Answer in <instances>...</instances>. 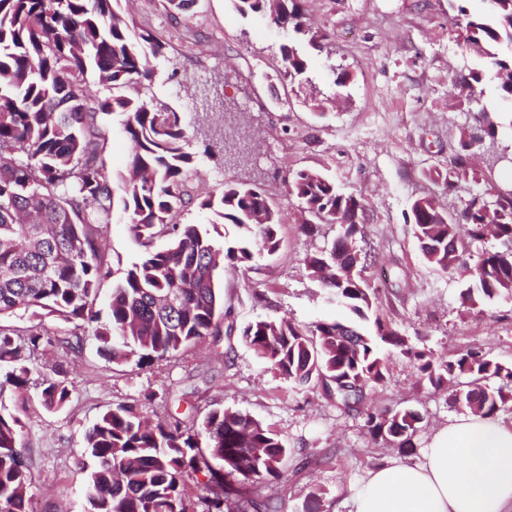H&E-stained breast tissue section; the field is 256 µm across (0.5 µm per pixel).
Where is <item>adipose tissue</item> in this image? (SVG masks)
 I'll return each mask as SVG.
<instances>
[{
    "label": "adipose tissue",
    "instance_id": "adipose-tissue-1",
    "mask_svg": "<svg viewBox=\"0 0 512 512\" xmlns=\"http://www.w3.org/2000/svg\"><path fill=\"white\" fill-rule=\"evenodd\" d=\"M354 512H512V422L464 413L431 437L421 460L371 469Z\"/></svg>",
    "mask_w": 512,
    "mask_h": 512
}]
</instances>
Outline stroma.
<instances>
[{
	"label": "stroma",
	"instance_id": "1",
	"mask_svg": "<svg viewBox=\"0 0 512 512\" xmlns=\"http://www.w3.org/2000/svg\"><path fill=\"white\" fill-rule=\"evenodd\" d=\"M309 22L330 36L328 52L300 44L308 59L307 83L292 85L278 73L287 30L257 14H240L232 0H122L121 11L169 44L155 59L147 90L181 112L196 152L188 182L193 205L176 214L181 224H206L212 215L198 200L224 186L259 182L279 210L282 224L276 254L256 255L250 269L228 268L222 281L232 335L206 336L176 355L137 365L114 364L95 340L74 352L57 344L31 352L32 383L51 366L63 365L74 391L67 408L46 411L34 392L8 388L0 411L19 415L25 428L24 456L33 476L34 512H88L90 469L81 457L83 434L109 407L127 404L155 420L176 416L203 419L216 408L247 414L283 438L290 452L280 479L253 488L257 499L273 500L278 512H302L309 494H318V512H350L349 499L369 470L389 459L417 462L432 434L461 413L450 390L434 389L415 362L390 354L385 384L370 392L365 409L413 408L423 417L414 450L373 442L364 411L349 410L316 387H297L271 372L240 334L248 322L284 317L304 329L338 310L321 282L307 271L305 257L336 234L302 235L303 215L288 190L290 173L317 168L342 190L361 197L367 275L386 291L381 317L417 346L447 356L471 346L512 364V300L481 309L463 307L461 284L433 270L422 257L408 221L418 196L435 191L437 172L448 169L461 149V133L473 125L478 106L498 116L493 148L472 147L471 169L486 181L468 182L443 197L461 208L474 193L512 187V101L501 98L487 60L469 56L464 32L451 19L448 0H303ZM479 71L469 100L456 77ZM347 75L335 83V72ZM224 87V105L237 112L242 134L254 152L247 165L206 157L200 89ZM102 157L112 174L125 170L129 144L118 114L102 116ZM129 218L115 210L104 230L102 260L109 277L99 286L96 307L106 310L113 287L145 253L128 229Z\"/></svg>",
	"mask_w": 512,
	"mask_h": 512
}]
</instances>
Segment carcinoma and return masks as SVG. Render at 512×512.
Listing matches in <instances>:
<instances>
[{"label":"carcinoma","instance_id":"carcinoma-1","mask_svg":"<svg viewBox=\"0 0 512 512\" xmlns=\"http://www.w3.org/2000/svg\"><path fill=\"white\" fill-rule=\"evenodd\" d=\"M120 0H0V317L18 313L53 317L64 328L18 333L0 325V390L27 387L31 368L25 350L62 343L74 350L93 338L115 364H141L178 352L214 333L215 316L230 315L219 293L227 267L241 268L255 255L274 254L281 219L264 190L227 185L198 202L216 219L211 227L178 224L174 216L193 203L186 192L196 156L182 113L142 96L152 82L149 57L164 58L167 43L153 31L135 28L117 7ZM242 14L260 13L321 52L327 34L306 22L301 0H233ZM451 20L463 26L468 51L490 59L502 97L512 100V0H486L489 15L472 13L468 0H450ZM280 67L290 81L302 79L308 62L294 46L281 48ZM117 93L94 108L85 103L88 72ZM125 116L133 144L120 188L101 158L95 133L99 114ZM493 113L480 109L467 148L497 134ZM469 176L458 156L437 173L442 194L460 191ZM313 236L334 224L332 242L306 257L343 318L323 320L306 331L285 318L248 323L244 342L268 368L293 385L319 384L348 409L366 391L383 385L386 350L414 360L429 384L454 388L467 410L496 417L512 404V364L479 348L435 357L379 314L380 289L372 287L358 246L365 207L320 169H300L288 183ZM129 215L133 237L148 248L112 288L107 316L96 310L99 285L108 271L101 261L102 229L115 206ZM409 223L427 264L463 284L461 303L470 309L512 297V197L485 208L471 196L452 213L433 194L416 198ZM231 224L229 238L218 225ZM167 237L163 248H151ZM492 237L498 248L474 256L476 244ZM73 386L57 365L45 375L37 399L48 410L71 400ZM422 421L414 409L368 411L374 439L401 449L413 447ZM25 424L0 413V512H31L33 478L22 453ZM84 454L94 461L88 487L93 512H224L233 500L275 512L268 501L247 497L248 487L281 476L289 448L258 421L217 408L202 422L182 428L155 423L130 405L103 411L83 435ZM202 473L201 510L187 494L188 479Z\"/></svg>","mask_w":512,"mask_h":512}]
</instances>
